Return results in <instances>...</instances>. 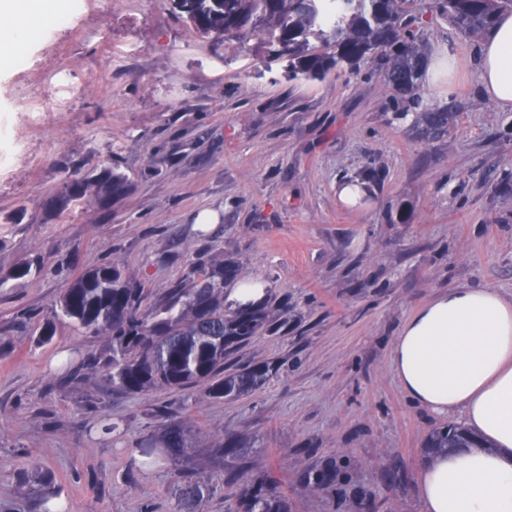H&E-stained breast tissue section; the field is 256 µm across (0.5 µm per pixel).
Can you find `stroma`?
<instances>
[{"label":"stroma","mask_w":512,"mask_h":512,"mask_svg":"<svg viewBox=\"0 0 512 512\" xmlns=\"http://www.w3.org/2000/svg\"><path fill=\"white\" fill-rule=\"evenodd\" d=\"M91 23L99 38L81 36ZM427 33L457 73L423 80V101L461 107L435 140L395 115L367 69L290 78L258 41L212 45L172 0H81L68 26L35 30L24 67L0 60V115L15 129V164L0 167V512H40L47 491L69 512H172L179 481L198 474L214 485L203 512H229L240 485L221 476L223 438L246 450L236 470L271 478L289 512H422L425 440L457 419L406 398L393 340L441 291L512 295V191L499 185L512 112L481 91L479 39L443 19ZM52 67L88 92L37 118ZM112 166L132 185L120 202L51 209L63 181ZM345 179L368 184L371 208L338 203ZM208 209L219 224L195 231ZM217 257L288 307L285 326L235 357L270 366L248 395L216 399L202 384L122 394L87 370L72 382L62 359L106 356L109 339L59 320L37 341L86 270L119 263L158 308ZM24 261L40 276L12 277ZM160 406L191 446L177 458L156 449L146 466L141 443L169 421Z\"/></svg>","instance_id":"1"}]
</instances>
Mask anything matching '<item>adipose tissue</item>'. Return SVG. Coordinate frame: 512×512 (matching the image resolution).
Listing matches in <instances>:
<instances>
[{
    "label": "adipose tissue",
    "instance_id": "ef3b65f1",
    "mask_svg": "<svg viewBox=\"0 0 512 512\" xmlns=\"http://www.w3.org/2000/svg\"><path fill=\"white\" fill-rule=\"evenodd\" d=\"M57 0H0V57L54 13ZM483 94L512 112V13L499 14L478 53ZM401 390L439 416L462 414L480 447L430 453L423 512H512V297L451 288L416 310L395 337Z\"/></svg>",
    "mask_w": 512,
    "mask_h": 512
}]
</instances>
